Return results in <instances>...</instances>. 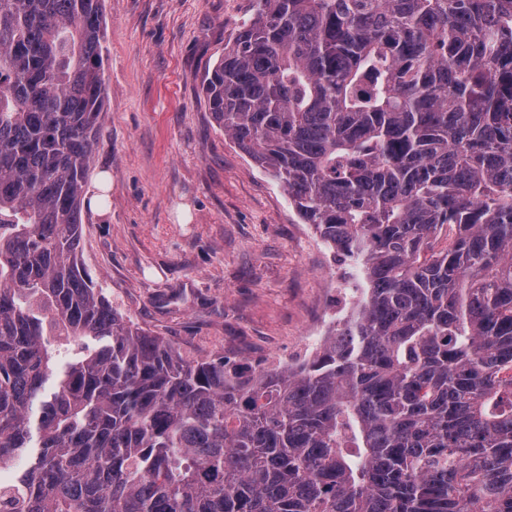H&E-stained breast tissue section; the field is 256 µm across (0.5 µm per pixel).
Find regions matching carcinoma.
I'll use <instances>...</instances> for the list:
<instances>
[{
  "mask_svg": "<svg viewBox=\"0 0 512 512\" xmlns=\"http://www.w3.org/2000/svg\"><path fill=\"white\" fill-rule=\"evenodd\" d=\"M102 23L0 0V462L31 454L0 512H512V0H253L202 92L363 283L266 371L185 357L80 259Z\"/></svg>",
  "mask_w": 512,
  "mask_h": 512,
  "instance_id": "carcinoma-1",
  "label": "carcinoma"
}]
</instances>
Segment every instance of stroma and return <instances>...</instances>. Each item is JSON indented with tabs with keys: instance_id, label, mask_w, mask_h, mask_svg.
Returning <instances> with one entry per match:
<instances>
[{
	"instance_id": "35a3bbf8",
	"label": "stroma",
	"mask_w": 512,
	"mask_h": 512,
	"mask_svg": "<svg viewBox=\"0 0 512 512\" xmlns=\"http://www.w3.org/2000/svg\"><path fill=\"white\" fill-rule=\"evenodd\" d=\"M252 0H103L105 122L84 263L122 314L183 353L303 357L358 279L214 121L202 78Z\"/></svg>"
}]
</instances>
